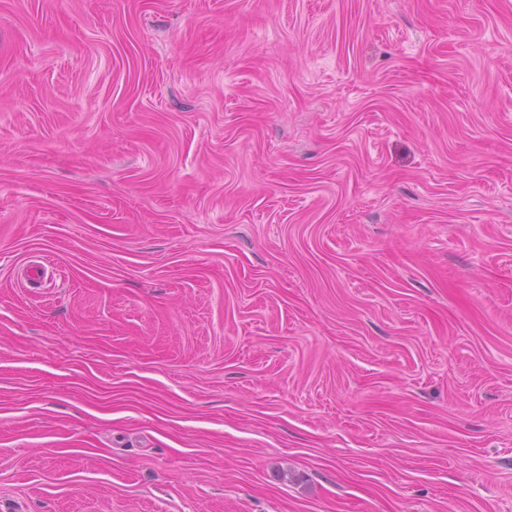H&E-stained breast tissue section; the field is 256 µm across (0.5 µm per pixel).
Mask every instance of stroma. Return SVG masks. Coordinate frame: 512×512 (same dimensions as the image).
Returning <instances> with one entry per match:
<instances>
[{
  "mask_svg": "<svg viewBox=\"0 0 512 512\" xmlns=\"http://www.w3.org/2000/svg\"><path fill=\"white\" fill-rule=\"evenodd\" d=\"M0 512H512V0H0Z\"/></svg>",
  "mask_w": 512,
  "mask_h": 512,
  "instance_id": "stroma-1",
  "label": "stroma"
}]
</instances>
